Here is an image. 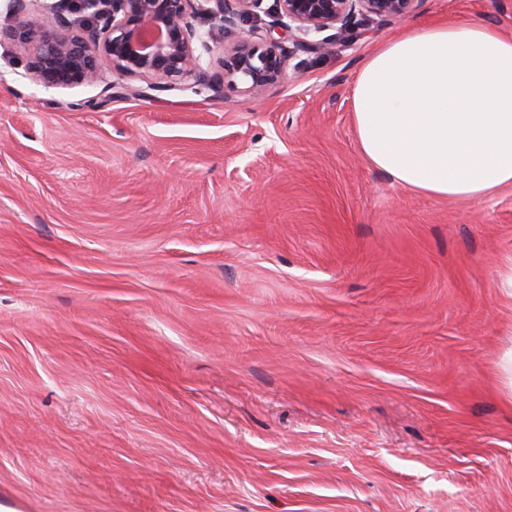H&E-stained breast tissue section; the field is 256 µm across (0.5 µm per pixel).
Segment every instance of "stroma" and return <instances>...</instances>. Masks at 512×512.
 <instances>
[{"label": "stroma", "mask_w": 512, "mask_h": 512, "mask_svg": "<svg viewBox=\"0 0 512 512\" xmlns=\"http://www.w3.org/2000/svg\"><path fill=\"white\" fill-rule=\"evenodd\" d=\"M260 96L47 88L0 48V512H512V187L362 156L356 72Z\"/></svg>", "instance_id": "obj_1"}]
</instances>
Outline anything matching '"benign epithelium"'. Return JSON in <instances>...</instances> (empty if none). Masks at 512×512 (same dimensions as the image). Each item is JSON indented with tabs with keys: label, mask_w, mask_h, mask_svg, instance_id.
I'll use <instances>...</instances> for the list:
<instances>
[{
	"label": "benign epithelium",
	"mask_w": 512,
	"mask_h": 512,
	"mask_svg": "<svg viewBox=\"0 0 512 512\" xmlns=\"http://www.w3.org/2000/svg\"><path fill=\"white\" fill-rule=\"evenodd\" d=\"M421 0H275L273 26L290 46L255 24L212 60L214 29L233 31L258 17L263 0H8L15 22L0 47L16 50L30 77L52 88L95 85L104 70L146 83L123 94L208 89L260 95L289 75L299 54L329 55L373 24L399 22Z\"/></svg>",
	"instance_id": "benign-epithelium-1"
}]
</instances>
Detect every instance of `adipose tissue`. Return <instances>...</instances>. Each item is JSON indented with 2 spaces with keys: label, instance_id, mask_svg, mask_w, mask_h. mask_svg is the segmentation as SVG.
<instances>
[{
  "label": "adipose tissue",
  "instance_id": "obj_1",
  "mask_svg": "<svg viewBox=\"0 0 512 512\" xmlns=\"http://www.w3.org/2000/svg\"><path fill=\"white\" fill-rule=\"evenodd\" d=\"M353 125L368 163L399 187L476 201L512 186V35L419 23L357 72Z\"/></svg>",
  "mask_w": 512,
  "mask_h": 512
}]
</instances>
